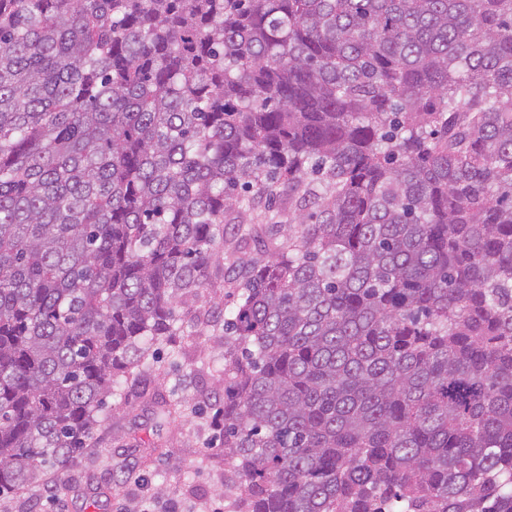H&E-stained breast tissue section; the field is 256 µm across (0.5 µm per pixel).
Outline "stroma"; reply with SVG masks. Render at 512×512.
Returning a JSON list of instances; mask_svg holds the SVG:
<instances>
[{"label": "stroma", "instance_id": "obj_1", "mask_svg": "<svg viewBox=\"0 0 512 512\" xmlns=\"http://www.w3.org/2000/svg\"><path fill=\"white\" fill-rule=\"evenodd\" d=\"M144 392L192 399L196 411L163 420L141 401ZM223 397L220 337H186L178 353L159 346L110 398L97 444L74 463L68 491L24 490L0 499V512H231L235 487L214 425Z\"/></svg>", "mask_w": 512, "mask_h": 512}]
</instances>
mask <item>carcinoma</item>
I'll use <instances>...</instances> for the list:
<instances>
[{
	"label": "carcinoma",
	"instance_id": "carcinoma-1",
	"mask_svg": "<svg viewBox=\"0 0 512 512\" xmlns=\"http://www.w3.org/2000/svg\"><path fill=\"white\" fill-rule=\"evenodd\" d=\"M219 253L235 512H512V0H0V497Z\"/></svg>",
	"mask_w": 512,
	"mask_h": 512
}]
</instances>
